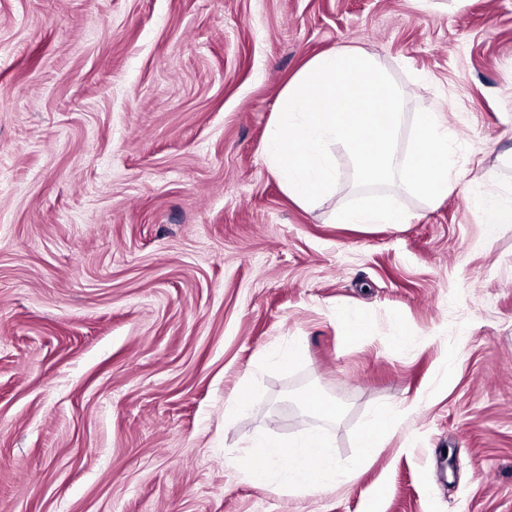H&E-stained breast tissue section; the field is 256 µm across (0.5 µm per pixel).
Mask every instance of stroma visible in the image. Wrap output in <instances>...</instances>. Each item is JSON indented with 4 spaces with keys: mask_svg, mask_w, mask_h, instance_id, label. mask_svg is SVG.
I'll return each mask as SVG.
<instances>
[{
    "mask_svg": "<svg viewBox=\"0 0 512 512\" xmlns=\"http://www.w3.org/2000/svg\"><path fill=\"white\" fill-rule=\"evenodd\" d=\"M340 45L404 91L398 154L420 110L460 147L448 198L391 187L398 227L336 220L341 145L305 206L266 162ZM482 197L512 204V0H0V512H512V223ZM311 432L341 483L249 479L255 439ZM481 207L485 215V224L492 228V224H510L512 223V205L501 204L497 201L485 198L481 200ZM400 422V415L391 408L379 410L371 419L368 426L358 435V446L362 456L371 459L378 448L381 439Z\"/></svg>",
    "mask_w": 512,
    "mask_h": 512,
    "instance_id": "stroma-1",
    "label": "stroma"
}]
</instances>
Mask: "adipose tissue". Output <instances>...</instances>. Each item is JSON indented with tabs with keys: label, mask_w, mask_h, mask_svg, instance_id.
<instances>
[{
	"label": "adipose tissue",
	"mask_w": 512,
	"mask_h": 512,
	"mask_svg": "<svg viewBox=\"0 0 512 512\" xmlns=\"http://www.w3.org/2000/svg\"><path fill=\"white\" fill-rule=\"evenodd\" d=\"M284 457L289 462L283 481L288 486L304 490H315L335 482L340 472L332 460L321 435L311 434L290 442L282 439H266L255 442L246 449L242 461L254 483H265L269 474L266 461Z\"/></svg>",
	"instance_id": "adipose-tissue-1"
}]
</instances>
